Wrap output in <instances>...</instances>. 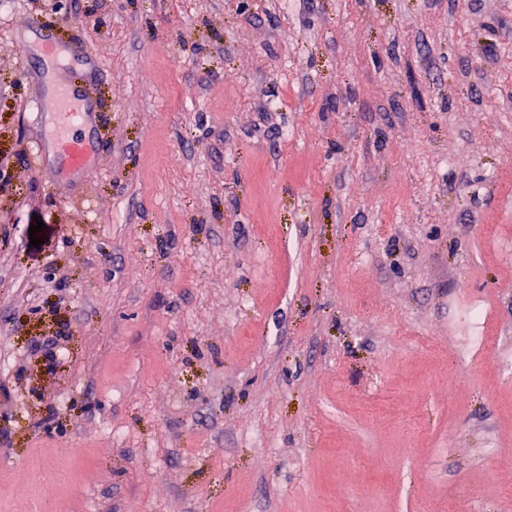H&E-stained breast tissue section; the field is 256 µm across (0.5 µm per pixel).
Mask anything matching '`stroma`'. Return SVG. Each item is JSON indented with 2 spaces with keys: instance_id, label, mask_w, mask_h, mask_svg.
Returning a JSON list of instances; mask_svg holds the SVG:
<instances>
[{
  "instance_id": "obj_1",
  "label": "stroma",
  "mask_w": 512,
  "mask_h": 512,
  "mask_svg": "<svg viewBox=\"0 0 512 512\" xmlns=\"http://www.w3.org/2000/svg\"><path fill=\"white\" fill-rule=\"evenodd\" d=\"M14 2L0 512H512V0ZM34 29L42 55L54 60L59 75L49 106V112L55 116L51 145L68 170L82 171L88 167L91 143L80 131L92 121L95 112H90L89 98L73 87L79 78L80 67L88 63V57L82 54L83 46L78 41L61 42L53 26L38 25Z\"/></svg>"
}]
</instances>
